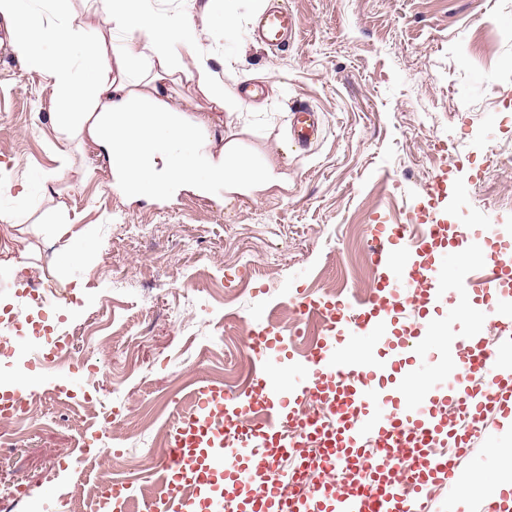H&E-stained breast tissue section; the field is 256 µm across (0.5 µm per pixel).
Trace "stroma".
Returning a JSON list of instances; mask_svg holds the SVG:
<instances>
[{
  "label": "stroma",
  "instance_id": "stroma-1",
  "mask_svg": "<svg viewBox=\"0 0 512 512\" xmlns=\"http://www.w3.org/2000/svg\"><path fill=\"white\" fill-rule=\"evenodd\" d=\"M294 40L281 53L248 36L267 0H236L239 43L202 28L210 69L227 86L253 82L261 96H240L214 137L277 164L285 178L263 192L224 206L218 196L192 192L148 203L112 188L108 163L75 134L56 130V104L44 79L18 52L0 58V212H18L0 227V243L27 247L21 271H0V309L11 308L39 276L59 294L13 348L48 349L67 336L84 363L68 372L76 393L115 412L111 428L83 407L52 398V372L39 360L19 371L39 399L12 423L17 444L0 452V508L31 512L53 500V512H94L74 496L78 486L106 477L132 486L133 512H148L158 490L163 435L190 410L201 384L224 385L245 360L244 338L270 327L294 342L299 302L336 286L353 303L384 273L363 249L375 224H405L430 181L447 171L440 209L448 223L512 236V0H286ZM306 104L320 116L318 139L293 151L292 109ZM52 189H37L42 174ZM73 225L58 239L51 219ZM81 249L83 264L62 266L59 255ZM487 294L471 289L449 297L438 315L439 336L479 328ZM493 432L476 444V472L512 487V420L488 414Z\"/></svg>",
  "mask_w": 512,
  "mask_h": 512
}]
</instances>
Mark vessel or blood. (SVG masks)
Masks as SVG:
<instances>
[{
  "label": "vessel or blood",
  "mask_w": 512,
  "mask_h": 512,
  "mask_svg": "<svg viewBox=\"0 0 512 512\" xmlns=\"http://www.w3.org/2000/svg\"><path fill=\"white\" fill-rule=\"evenodd\" d=\"M295 26L280 0L258 13L251 38L287 51ZM320 127L313 109L295 108L290 128L294 150H307ZM490 258L488 280L512 286V238L479 239ZM448 227L430 218L414 235L397 224L374 227L373 255L390 268L377 290L357 306L306 301L304 313L323 320L322 336L307 354L289 357L288 346L265 335L252 336L266 372L256 394L200 386L194 407L170 431L160 469L158 512H433L427 486L456 490V468L469 462L477 434L442 414L440 401L463 406L475 423L503 409L512 398V306L490 296L486 311L500 330L480 349L468 350V337L448 348L460 353L452 374H429L419 396L394 405L385 385L388 364L348 352L361 337L386 343L395 316L425 320L446 305L448 274L441 247ZM316 400L322 418L306 426L307 440L328 462L351 463L349 483L322 481L289 498L279 462L297 452L294 431L301 420L292 405Z\"/></svg>",
  "instance_id": "b4317fda"
}]
</instances>
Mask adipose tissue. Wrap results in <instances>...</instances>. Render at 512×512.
<instances>
[{"mask_svg": "<svg viewBox=\"0 0 512 512\" xmlns=\"http://www.w3.org/2000/svg\"><path fill=\"white\" fill-rule=\"evenodd\" d=\"M96 2L109 27L105 36L73 25V0H0V19L10 25L24 66L50 88L54 126L99 148L129 200L220 187L230 201L280 182L281 173L265 159L230 149L213 153L206 145L211 116L168 104L163 78L179 73L196 80L217 109L238 105L202 58L191 8L171 13L155 0ZM44 7L51 21L41 19ZM144 72L152 81L133 91L131 77Z\"/></svg>", "mask_w": 512, "mask_h": 512, "instance_id": "obj_1", "label": "adipose tissue"}]
</instances>
